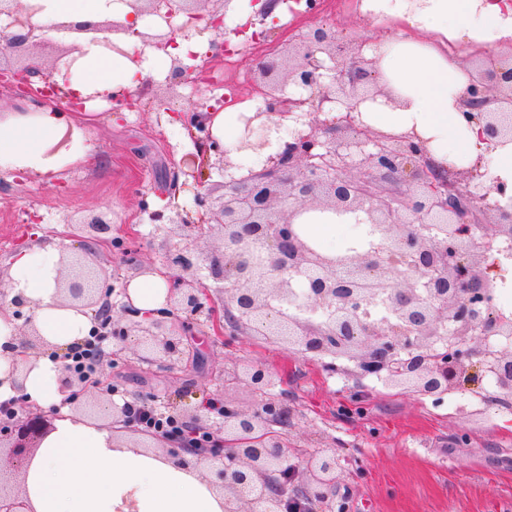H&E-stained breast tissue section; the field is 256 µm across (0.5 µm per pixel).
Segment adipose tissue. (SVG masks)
I'll return each mask as SVG.
<instances>
[{
  "mask_svg": "<svg viewBox=\"0 0 512 512\" xmlns=\"http://www.w3.org/2000/svg\"><path fill=\"white\" fill-rule=\"evenodd\" d=\"M39 24H97L123 21L143 30V17L131 15L125 0H24ZM362 12L375 21L392 22L398 34L379 43L373 53L386 96L362 103L360 119L392 135H418L435 166L466 168L483 145L475 125L462 115L470 77L457 55L436 45L439 33L465 47L486 49L512 40V5L499 0H362ZM103 33H89L80 48L52 75L61 93L85 100L139 93L147 76L157 75L169 56L187 57L194 44L181 40L161 51L146 49L140 60L114 53ZM253 101L206 115L210 133L234 163L248 165L254 154L241 150ZM86 113L67 115L35 100L22 112H0V173H20L53 181L73 165L86 162L92 147ZM354 216L311 211L301 219L306 240L325 250L329 240L345 248V229ZM62 250L48 244L21 250L8 270L10 287L0 299V403L25 399L43 409L60 406L67 391L61 366L68 353L82 349L92 329V312L61 302L58 281ZM168 282L159 273L132 280L133 305L141 312L160 309ZM28 309L31 327L43 341L39 355L20 360L16 301ZM23 361L22 374L11 365ZM22 490L32 512H224V496L210 486L202 468L142 448L118 445L111 429L72 416L56 420L23 475Z\"/></svg>",
  "mask_w": 512,
  "mask_h": 512,
  "instance_id": "ef3b65f1",
  "label": "adipose tissue"
}]
</instances>
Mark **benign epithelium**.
<instances>
[{
    "instance_id": "benign-epithelium-1",
    "label": "benign epithelium",
    "mask_w": 512,
    "mask_h": 512,
    "mask_svg": "<svg viewBox=\"0 0 512 512\" xmlns=\"http://www.w3.org/2000/svg\"><path fill=\"white\" fill-rule=\"evenodd\" d=\"M216 0H129L136 15L183 14L218 31L224 14L210 10ZM0 15L10 19L0 30V59L19 51L40 26L21 0H0ZM173 31L137 33L145 46L163 48ZM262 98L241 149L256 154L271 147L265 131L294 117L278 151L258 173L235 176L241 166L212 141L202 118L208 107L194 103L188 117L201 143L224 168V193L198 192L194 202L202 222L222 232V247L203 252L192 247L193 222L164 211L152 212L160 224H177L188 241L170 259L166 308L141 314L130 302L112 303V285L102 273L73 256L62 292L68 301L97 308L93 332L126 349L130 329L140 333L137 359L153 364L179 356L180 337L173 323L179 311L203 315L215 334L232 328L276 336L303 354L347 356L361 375L391 387L411 386L424 396L440 397L461 385L475 363L493 355L491 371L500 392L512 395V316L496 309L498 262L493 253L512 257V209L501 205L504 188L490 182L477 160L466 169H438L415 136L373 131L357 118L361 103L382 94L367 85L376 79L375 60L349 45L336 31L319 27L298 36L287 63L277 57L259 63ZM40 70L26 63L0 66V84L32 90ZM300 90L289 94L287 87ZM465 119L480 127L486 151L512 141V61L482 59L470 76ZM311 210L338 215L362 213L361 241L345 253L328 256L301 236L297 220ZM492 222L485 223L486 219ZM94 240L109 241L112 224L100 216L79 222ZM494 337L506 344L494 346ZM70 390L64 403H76L101 381L63 367ZM225 383L244 384L264 393L273 374L254 364L224 371ZM112 406V424L145 438L156 435L134 426L129 403ZM213 412V409H208ZM215 413V412H213ZM183 429L213 439L196 448L178 445L191 459H224L208 474L224 487L226 512H349L338 496L344 469L335 451L293 458L281 429L292 413L284 403L265 399L249 409L226 400L208 425L200 414L173 413ZM53 429V419L25 411L0 427V449L11 462L27 463L33 449ZM0 464V512H30Z\"/></svg>"
}]
</instances>
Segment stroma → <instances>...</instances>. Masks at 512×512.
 Listing matches in <instances>:
<instances>
[{
	"instance_id": "35a3bbf8",
	"label": "stroma",
	"mask_w": 512,
	"mask_h": 512,
	"mask_svg": "<svg viewBox=\"0 0 512 512\" xmlns=\"http://www.w3.org/2000/svg\"><path fill=\"white\" fill-rule=\"evenodd\" d=\"M262 3L231 0L219 32L202 25L184 28L180 15L173 17L172 27L176 36L195 41L204 58L222 41L238 38L242 26L258 29L262 37L255 49L236 57L248 90L267 47L282 51L285 41L301 31L333 28L351 48L365 50L387 33L355 10L303 15L290 26L281 17L268 22L259 15ZM227 96L210 72L200 79L189 76L174 88L165 78H150L133 110L98 105L101 119L90 137L92 155L68 169L64 179L46 183L1 173L0 262L31 243L55 239L66 254L103 270L117 289L137 277L138 267H166L177 229L159 227L150 212L179 213L194 221L198 188L223 192L222 172L214 164L201 181L173 185L171 176L184 155L202 145L187 125H173L169 117L185 114L201 99L211 107L224 106ZM102 214L111 220L127 259L115 258L113 248L75 231L74 222ZM177 319L186 327L182 341L190 350L178 366H150L130 350L105 362V381L118 385L119 398L145 402L154 397L172 412L226 398L247 408L258 394L245 387L225 390L224 371L259 364L275 373L271 394L294 415L289 446L303 453L331 448L339 456L344 467L340 492L348 498L349 512H512V397L503 398L484 370L475 369L473 380L437 400L371 378L359 383L329 374L325 358L272 338L230 329L217 337L188 314Z\"/></svg>"
}]
</instances>
